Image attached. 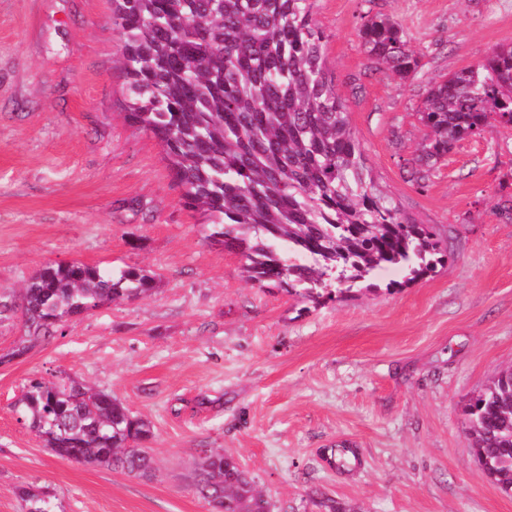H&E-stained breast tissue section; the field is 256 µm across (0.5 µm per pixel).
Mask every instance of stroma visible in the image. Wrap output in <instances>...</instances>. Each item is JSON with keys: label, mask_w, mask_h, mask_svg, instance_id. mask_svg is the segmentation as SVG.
<instances>
[{"label": "stroma", "mask_w": 512, "mask_h": 512, "mask_svg": "<svg viewBox=\"0 0 512 512\" xmlns=\"http://www.w3.org/2000/svg\"><path fill=\"white\" fill-rule=\"evenodd\" d=\"M111 0H0V296L21 304L45 263L155 274L150 294L102 306L0 365V512L26 487L56 512H212L192 486L198 451L233 454L273 512H512L482 476L462 408L512 366V129L459 141L429 178L430 79L512 43V0H314L326 63L375 184L431 225L443 261L399 290L315 306L249 280L240 255L184 207L161 144L125 118ZM404 27L416 78L371 62L364 17ZM69 377L151 422L152 478L71 462L14 407L31 381ZM356 462L330 465L334 448Z\"/></svg>", "instance_id": "1"}]
</instances>
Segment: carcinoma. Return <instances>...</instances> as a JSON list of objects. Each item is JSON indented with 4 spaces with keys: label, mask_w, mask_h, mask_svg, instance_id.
<instances>
[{
    "label": "carcinoma",
    "mask_w": 512,
    "mask_h": 512,
    "mask_svg": "<svg viewBox=\"0 0 512 512\" xmlns=\"http://www.w3.org/2000/svg\"><path fill=\"white\" fill-rule=\"evenodd\" d=\"M122 38L126 118L162 144L210 237L245 259L247 278L313 304L348 295L386 267L410 284L440 263L433 228L403 214L375 186L325 64L312 0H112ZM358 36L368 59L402 80L420 60L400 23L374 15ZM419 120L428 136L420 178L453 145L491 120L512 127V44L482 62L427 83ZM156 287L136 267L47 264L23 293L24 339L0 364L54 336L66 320ZM30 429L63 459L149 478L151 422L104 390L33 382L16 402ZM465 433L482 474L512 493V369L463 407ZM193 489L215 512H272L238 459L206 448ZM26 512H52L19 492Z\"/></svg>",
    "instance_id": "cac0c4a2"
}]
</instances>
